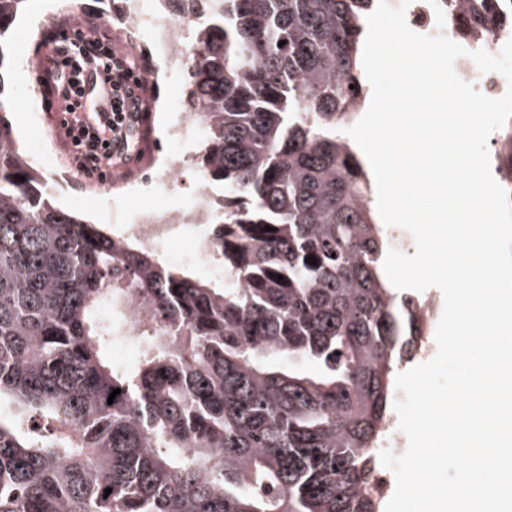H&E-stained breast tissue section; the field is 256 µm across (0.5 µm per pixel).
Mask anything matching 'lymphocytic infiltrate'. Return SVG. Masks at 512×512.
<instances>
[{
  "label": "lymphocytic infiltrate",
  "mask_w": 512,
  "mask_h": 512,
  "mask_svg": "<svg viewBox=\"0 0 512 512\" xmlns=\"http://www.w3.org/2000/svg\"><path fill=\"white\" fill-rule=\"evenodd\" d=\"M42 106L76 171L106 181L113 169L140 156L150 136L146 76L130 52L94 19L62 21L46 29L35 51ZM109 86L106 107L91 110L92 87Z\"/></svg>",
  "instance_id": "1"
}]
</instances>
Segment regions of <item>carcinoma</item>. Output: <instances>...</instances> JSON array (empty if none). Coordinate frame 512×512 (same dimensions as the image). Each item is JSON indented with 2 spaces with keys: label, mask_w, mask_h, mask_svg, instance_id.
Segmentation results:
<instances>
[{
  "label": "carcinoma",
  "mask_w": 512,
  "mask_h": 512,
  "mask_svg": "<svg viewBox=\"0 0 512 512\" xmlns=\"http://www.w3.org/2000/svg\"><path fill=\"white\" fill-rule=\"evenodd\" d=\"M29 2L0 0V69ZM158 2L195 21L184 105L203 183H224V286L57 207L0 101V512H379L373 460L426 326L342 132L375 0ZM503 6L462 0L458 28L487 36Z\"/></svg>",
  "instance_id": "1"
}]
</instances>
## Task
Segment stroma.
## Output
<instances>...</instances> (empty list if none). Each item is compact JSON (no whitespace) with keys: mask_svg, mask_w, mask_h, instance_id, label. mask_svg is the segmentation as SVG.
<instances>
[{"mask_svg":"<svg viewBox=\"0 0 512 512\" xmlns=\"http://www.w3.org/2000/svg\"><path fill=\"white\" fill-rule=\"evenodd\" d=\"M126 0H113L112 8H105L102 0H81L73 5L72 0H38L29 17L18 18L14 24L12 38L5 60L6 79L10 86L11 121L18 130L23 149L30 156L39 150L50 151L51 163L41 164L50 184L53 185L56 204L61 209L74 212L91 224L103 225L105 231H113L117 214L129 211L130 206L122 188H103L101 183L90 182L79 176L67 162L42 110L41 101H26L22 94V82L37 79L34 69V52L43 31L61 19L80 18L86 15L107 16L116 42L129 46L127 25L122 13ZM151 117L153 145L143 161H163L168 146L165 138L168 124L175 118L189 83L186 67H160L151 76Z\"/></svg>","mask_w":512,"mask_h":512,"instance_id":"stroma-1","label":"stroma"}]
</instances>
